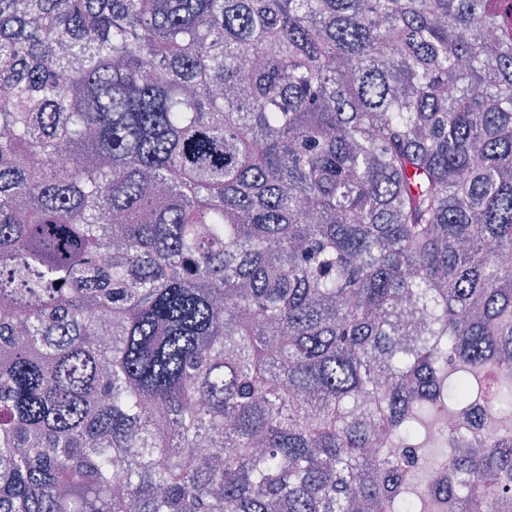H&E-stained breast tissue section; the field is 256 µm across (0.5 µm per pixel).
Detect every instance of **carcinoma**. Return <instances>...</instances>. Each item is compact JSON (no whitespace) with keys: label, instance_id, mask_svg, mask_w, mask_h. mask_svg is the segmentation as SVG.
<instances>
[{"label":"carcinoma","instance_id":"cac0c4a2","mask_svg":"<svg viewBox=\"0 0 512 512\" xmlns=\"http://www.w3.org/2000/svg\"><path fill=\"white\" fill-rule=\"evenodd\" d=\"M0 96V512H512V0H0Z\"/></svg>","mask_w":512,"mask_h":512}]
</instances>
